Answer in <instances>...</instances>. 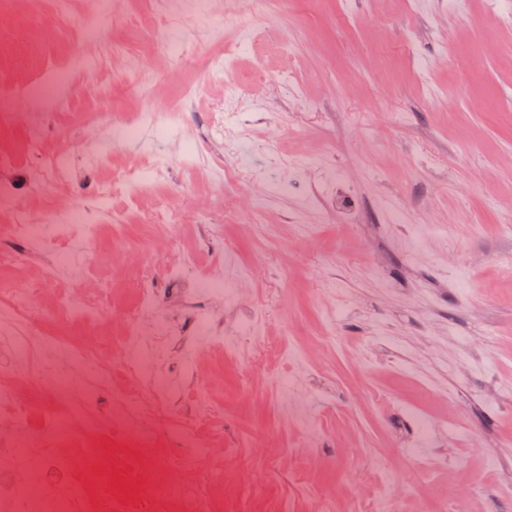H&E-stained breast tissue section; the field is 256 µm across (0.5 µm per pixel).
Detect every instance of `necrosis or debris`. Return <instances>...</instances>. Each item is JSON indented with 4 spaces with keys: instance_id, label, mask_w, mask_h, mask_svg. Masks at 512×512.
<instances>
[{
    "instance_id": "1",
    "label": "necrosis or debris",
    "mask_w": 512,
    "mask_h": 512,
    "mask_svg": "<svg viewBox=\"0 0 512 512\" xmlns=\"http://www.w3.org/2000/svg\"><path fill=\"white\" fill-rule=\"evenodd\" d=\"M30 151L40 162L32 169L37 183L56 179L70 181L71 170L61 155L45 154L42 130L28 127ZM97 227L80 223L72 207L55 205L52 212L36 214L29 209L15 211L13 221L0 225V250L14 255L19 270H27L28 258L46 257L40 268L43 285L55 284L58 266L53 259L60 246H67L72 263L70 277L80 281L76 291L59 293L57 307L69 317L83 321L93 335L81 344L58 336L42 335L29 328L33 300L27 289L0 285V353L28 360L25 373L32 390L17 384H0V407L8 408L9 427L0 426V512H130L129 505L112 496L92 501L80 482L82 465L97 441L107 435H124L131 419L146 406L176 408L191 402L198 414L213 406L210 395H191L152 385L139 363L140 352L168 355L173 347L219 349L240 355L252 338L265 333V317L259 311L246 313L236 321L226 320L224 310L242 306V285L255 277L253 268L240 263L233 252L212 258L199 280L185 281L183 271L195 261L183 254L179 261L161 267L158 277L140 281L135 305L122 317L124 334H105L101 322L112 303V290L93 273L95 257L86 254L83 244L94 237ZM155 316L153 331L142 323ZM109 349L121 361L126 382L113 389L116 410L109 423H101L90 407L92 391L77 383L65 370L79 365L84 373L111 378L98 360L100 349ZM50 397L53 407L44 415L41 431L26 434L23 427L33 407L34 394Z\"/></svg>"
}]
</instances>
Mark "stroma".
I'll return each mask as SVG.
<instances>
[{"label":"stroma","mask_w":512,"mask_h":512,"mask_svg":"<svg viewBox=\"0 0 512 512\" xmlns=\"http://www.w3.org/2000/svg\"><path fill=\"white\" fill-rule=\"evenodd\" d=\"M149 0H0V90L50 65L59 71L50 93L33 90L7 100L14 127L0 130V150L16 167L0 171L12 204L49 211L74 199L101 227L85 250L112 282V307L134 300L135 284L161 264L163 247L137 212L164 200L185 228L179 252L195 250L204 230L197 202L223 213L220 249L253 267L251 304L268 317L264 339L250 354L178 352L153 365L173 387H207L216 397L201 439L226 442L249 435L256 448L213 461L192 457L181 471L213 512H270L286 498L313 512L332 497L345 512L358 495L396 498L400 512H439L449 484L484 491L482 512H512L496 494L512 481V409L494 401L486 384L468 377L469 337L486 336L479 355L487 368L512 355V0H297L250 16L245 34L224 27V0L174 29L133 28ZM123 45L126 58L112 55ZM234 86L251 99L244 138L213 140L207 121ZM108 112L113 127L94 125ZM139 112H188L192 122L123 137L118 126ZM45 130L44 149L67 152L72 182L37 186L24 128ZM112 154L118 168L160 164L159 181L136 180L112 199L93 188L100 173L88 144ZM305 157L288 187L260 197L243 212L234 197L252 193L253 170L272 155ZM328 160L336 179L329 211L304 199ZM241 173L232 189L211 176L212 164ZM125 209V237L107 229ZM441 232L411 230L419 210ZM479 255L464 285L456 264ZM336 324V346L321 334ZM291 336L306 361L287 371L268 340ZM295 384L300 418L276 402ZM456 391L474 433L470 448L453 447L441 405L428 392ZM150 415L139 433L160 445L142 451V466L185 453ZM447 455L434 475L418 467L420 452Z\"/></svg>","instance_id":"stroma-1"}]
</instances>
